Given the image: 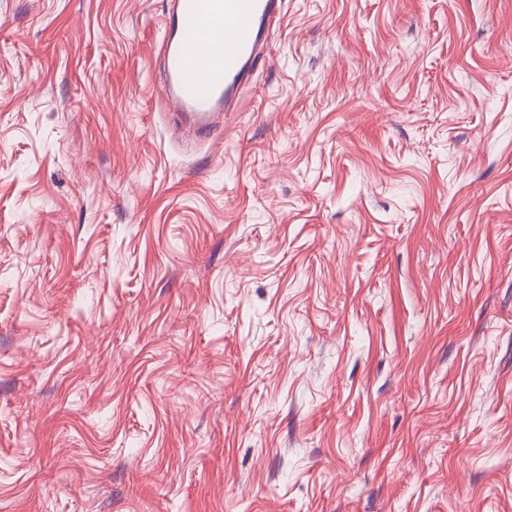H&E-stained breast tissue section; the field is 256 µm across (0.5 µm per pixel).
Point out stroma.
<instances>
[{"label": "stroma", "mask_w": 512, "mask_h": 512, "mask_svg": "<svg viewBox=\"0 0 512 512\" xmlns=\"http://www.w3.org/2000/svg\"><path fill=\"white\" fill-rule=\"evenodd\" d=\"M170 0H0V512H512V0H282L221 139Z\"/></svg>", "instance_id": "obj_1"}]
</instances>
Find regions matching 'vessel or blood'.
I'll return each instance as SVG.
<instances>
[{"label":"vessel or blood","mask_w":512,"mask_h":512,"mask_svg":"<svg viewBox=\"0 0 512 512\" xmlns=\"http://www.w3.org/2000/svg\"><path fill=\"white\" fill-rule=\"evenodd\" d=\"M281 0H171L163 21V96L175 124L206 140L241 99L280 21Z\"/></svg>","instance_id":"obj_1"}]
</instances>
